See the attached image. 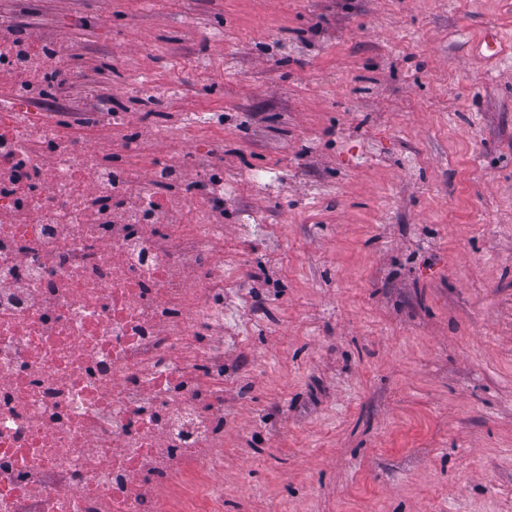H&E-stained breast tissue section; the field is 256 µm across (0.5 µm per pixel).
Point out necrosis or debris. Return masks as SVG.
Wrapping results in <instances>:
<instances>
[{"label":"necrosis or debris","mask_w":512,"mask_h":512,"mask_svg":"<svg viewBox=\"0 0 512 512\" xmlns=\"http://www.w3.org/2000/svg\"><path fill=\"white\" fill-rule=\"evenodd\" d=\"M0 72L29 74L0 94V512H221L162 492L204 473L224 447V227L235 195L222 165L165 143L152 113L71 112L56 84L75 50L41 47L0 15ZM180 79L132 73L127 91L162 107ZM121 131L100 148L83 131ZM183 210L165 218L168 197Z\"/></svg>","instance_id":"1"}]
</instances>
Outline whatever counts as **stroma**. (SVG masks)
<instances>
[{
  "label": "stroma",
  "instance_id": "obj_1",
  "mask_svg": "<svg viewBox=\"0 0 512 512\" xmlns=\"http://www.w3.org/2000/svg\"><path fill=\"white\" fill-rule=\"evenodd\" d=\"M29 2L39 41L83 51L78 112L150 110L112 46L162 82L225 60L154 116L239 182L224 362L244 368L223 454L185 484L223 481V512H512V57L482 41L512 44V0Z\"/></svg>",
  "mask_w": 512,
  "mask_h": 512
}]
</instances>
